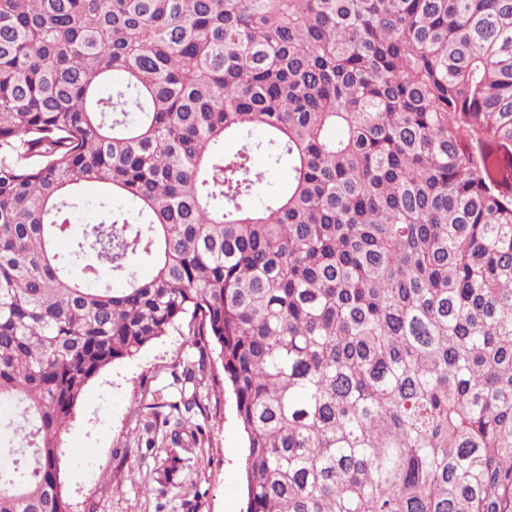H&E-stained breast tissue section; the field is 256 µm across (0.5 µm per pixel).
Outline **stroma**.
I'll return each mask as SVG.
<instances>
[{"label": "stroma", "instance_id": "stroma-1", "mask_svg": "<svg viewBox=\"0 0 512 512\" xmlns=\"http://www.w3.org/2000/svg\"><path fill=\"white\" fill-rule=\"evenodd\" d=\"M191 320L170 328L85 388L62 435V491L72 512H245L244 436L217 349L200 359ZM196 396L190 450L168 445L172 402ZM180 459L164 476L166 459Z\"/></svg>", "mask_w": 512, "mask_h": 512}]
</instances>
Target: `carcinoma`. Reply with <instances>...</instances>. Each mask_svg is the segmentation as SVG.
I'll return each mask as SVG.
<instances>
[{
  "label": "carcinoma",
  "instance_id": "cac0c4a2",
  "mask_svg": "<svg viewBox=\"0 0 512 512\" xmlns=\"http://www.w3.org/2000/svg\"><path fill=\"white\" fill-rule=\"evenodd\" d=\"M188 315L246 512H512V0H0V512Z\"/></svg>",
  "mask_w": 512,
  "mask_h": 512
}]
</instances>
